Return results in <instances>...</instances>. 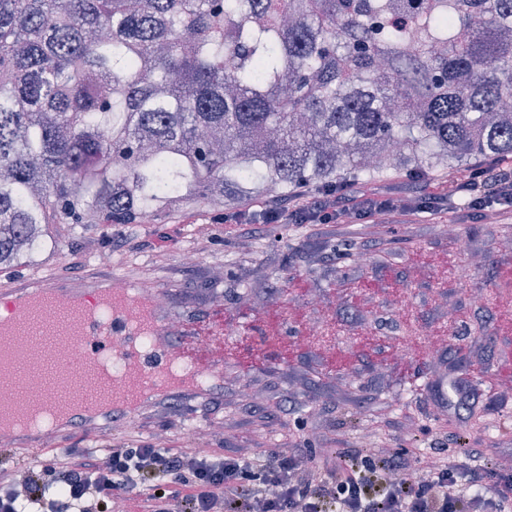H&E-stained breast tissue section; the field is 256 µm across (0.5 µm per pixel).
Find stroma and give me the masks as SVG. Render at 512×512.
Returning a JSON list of instances; mask_svg holds the SVG:
<instances>
[{"instance_id": "1", "label": "stroma", "mask_w": 512, "mask_h": 512, "mask_svg": "<svg viewBox=\"0 0 512 512\" xmlns=\"http://www.w3.org/2000/svg\"><path fill=\"white\" fill-rule=\"evenodd\" d=\"M445 170L413 178L401 170L353 184L422 195ZM192 225L145 224L135 234L92 237L51 256L83 271L106 250L113 264L168 284L172 325L187 322L192 296L223 285L224 394L196 410L183 400L136 417L109 438L118 446L164 439L173 448L228 454L290 448L325 460L376 451L425 472L465 464L486 485L512 479V216L466 224H215L216 207L194 205ZM166 236L171 248L153 256ZM199 261L186 265L183 252ZM371 255L369 266L355 257ZM224 269L223 281L209 269ZM308 278L299 294L289 281ZM414 320L417 336L405 333ZM332 322L338 341L315 338ZM295 344L293 361L280 340ZM195 415L201 436L186 434Z\"/></svg>"}]
</instances>
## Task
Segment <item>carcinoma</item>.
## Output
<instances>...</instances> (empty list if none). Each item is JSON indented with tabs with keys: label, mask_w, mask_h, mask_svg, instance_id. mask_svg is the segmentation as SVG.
Wrapping results in <instances>:
<instances>
[{
	"label": "carcinoma",
	"mask_w": 512,
	"mask_h": 512,
	"mask_svg": "<svg viewBox=\"0 0 512 512\" xmlns=\"http://www.w3.org/2000/svg\"><path fill=\"white\" fill-rule=\"evenodd\" d=\"M512 0H0V271L102 224L512 158Z\"/></svg>",
	"instance_id": "carcinoma-1"
}]
</instances>
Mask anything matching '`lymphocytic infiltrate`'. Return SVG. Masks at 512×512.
<instances>
[{"mask_svg": "<svg viewBox=\"0 0 512 512\" xmlns=\"http://www.w3.org/2000/svg\"><path fill=\"white\" fill-rule=\"evenodd\" d=\"M409 209L427 219L445 212L484 218L512 212V171L461 182L410 199L372 190L345 195L306 187L248 200L213 216L216 224L370 223ZM258 477L251 492L240 483ZM512 512V488L491 491L458 466L400 474L389 458L342 456L319 467L298 455L189 453L145 442L92 450L65 448L31 466L0 468V512Z\"/></svg>", "mask_w": 512, "mask_h": 512, "instance_id": "f902f5d3", "label": "lymphocytic infiltrate"}]
</instances>
